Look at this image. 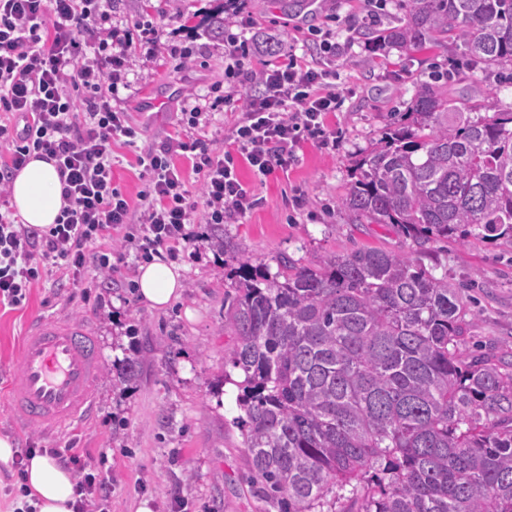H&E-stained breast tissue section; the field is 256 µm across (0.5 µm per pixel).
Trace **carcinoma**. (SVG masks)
Instances as JSON below:
<instances>
[{
    "label": "carcinoma",
    "mask_w": 512,
    "mask_h": 512,
    "mask_svg": "<svg viewBox=\"0 0 512 512\" xmlns=\"http://www.w3.org/2000/svg\"><path fill=\"white\" fill-rule=\"evenodd\" d=\"M380 50L446 42L512 73V0H406ZM420 85L411 122L359 160L341 205L423 248L512 242V111ZM227 321L257 496L277 512H512V352L466 350L448 274L355 249L272 275L241 264Z\"/></svg>",
    "instance_id": "carcinoma-1"
}]
</instances>
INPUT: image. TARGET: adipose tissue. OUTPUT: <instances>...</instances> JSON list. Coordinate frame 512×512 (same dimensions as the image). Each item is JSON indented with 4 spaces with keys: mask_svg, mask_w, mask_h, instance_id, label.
<instances>
[{
    "mask_svg": "<svg viewBox=\"0 0 512 512\" xmlns=\"http://www.w3.org/2000/svg\"><path fill=\"white\" fill-rule=\"evenodd\" d=\"M11 205L24 223L42 230L49 229L64 206L61 183L53 160L31 157L14 177ZM143 300L156 309L164 308L183 290L179 266L154 260L141 266L138 276ZM23 494L19 502L37 512H73L77 500L73 473L60 466L49 454L33 452L24 460Z\"/></svg>",
    "mask_w": 512,
    "mask_h": 512,
    "instance_id": "adipose-tissue-1",
    "label": "adipose tissue"
}]
</instances>
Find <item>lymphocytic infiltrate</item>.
I'll return each instance as SVG.
<instances>
[{
	"mask_svg": "<svg viewBox=\"0 0 512 512\" xmlns=\"http://www.w3.org/2000/svg\"><path fill=\"white\" fill-rule=\"evenodd\" d=\"M99 0H0V302L23 305L32 284L65 271L81 285L88 264L111 277L108 254L90 257L88 245L108 244L119 226L136 227L139 250L176 256L188 242L185 226L194 212L208 224L245 216L256 204L237 175L235 156L259 174L287 169L302 141L335 146L336 134L324 117L336 111L344 90L331 58L337 43L322 31L323 64L289 55L264 69L246 68L244 40L229 36L224 57L241 84H257L259 94L246 96L229 141L233 151L214 153L208 130L215 108L187 107L190 141L150 150L140 162L150 174L139 210L112 185V146L134 145L138 131L127 112L117 108L119 84L128 71V47L117 30L99 24ZM192 153L204 180L192 196L172 161L174 150ZM39 153L54 160L65 202L56 223L40 232L23 224L6 208L14 176Z\"/></svg>",
	"mask_w": 512,
	"mask_h": 512,
	"instance_id": "obj_1",
	"label": "lymphocytic infiltrate"
}]
</instances>
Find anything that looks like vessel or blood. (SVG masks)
I'll return each mask as SVG.
<instances>
[{
    "instance_id": "vessel-or-blood-1",
    "label": "vessel or blood",
    "mask_w": 512,
    "mask_h": 512,
    "mask_svg": "<svg viewBox=\"0 0 512 512\" xmlns=\"http://www.w3.org/2000/svg\"><path fill=\"white\" fill-rule=\"evenodd\" d=\"M101 357L90 328L75 319H35L25 329L11 379L8 414L27 428L67 430L93 409Z\"/></svg>"
}]
</instances>
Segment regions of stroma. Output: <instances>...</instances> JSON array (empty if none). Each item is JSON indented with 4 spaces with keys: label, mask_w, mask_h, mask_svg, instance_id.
I'll list each match as a JSON object with an SVG mask.
<instances>
[{
    "label": "stroma",
    "mask_w": 512,
    "mask_h": 512,
    "mask_svg": "<svg viewBox=\"0 0 512 512\" xmlns=\"http://www.w3.org/2000/svg\"><path fill=\"white\" fill-rule=\"evenodd\" d=\"M240 6V12H226V33H240L239 23L247 19L254 30L274 38L268 57L247 56L246 65L256 70L268 60H287L292 48L318 58L312 31L325 26L327 16H337V40L347 51L338 68L344 102L327 117L338 136L336 147L303 141L288 170L266 176L240 164V180L257 206L223 224L202 223L200 213H193L187 227L191 240L179 246L175 258L183 292L165 310L150 308L138 296L135 279L145 259L119 231L111 285L93 268L87 287L53 277L31 289L25 307L0 304V435L21 449L47 448L59 438L16 428L8 416L6 388L28 320L74 317L95 332L104 369L93 392L95 412L64 437L84 455L86 467L76 478L111 475L109 512H137L144 501L152 512H265V503L252 492L234 424L240 414L236 383L243 375L230 368L234 338L224 327V295L233 292L241 261L274 273L283 257L315 266L355 248L402 250L460 287L478 314L470 343L512 345V244L439 243L420 252L396 226L357 223L340 204L359 159L388 128L404 121L418 84L446 71L456 50L443 44L373 55L366 35L375 24L361 0H325L316 11L305 0H241ZM213 8L212 0H111L105 8L109 26L125 30L132 42L157 39L153 57H131L128 85L116 101L139 130L135 147H116L112 169L114 183L129 197L148 184L137 162L139 148L183 138L177 114L185 103L204 95L218 100L232 81L223 36H214L204 22ZM174 45L191 50V57L183 62L171 56ZM170 84L178 96L161 111H146L147 101ZM448 89L456 97L487 91L490 104L512 109V83L488 90L474 68L458 70ZM218 237L224 240L220 250L211 246ZM140 356L146 362L139 378L121 384L107 375L112 363Z\"/></svg>",
    "instance_id": "1"
}]
</instances>
